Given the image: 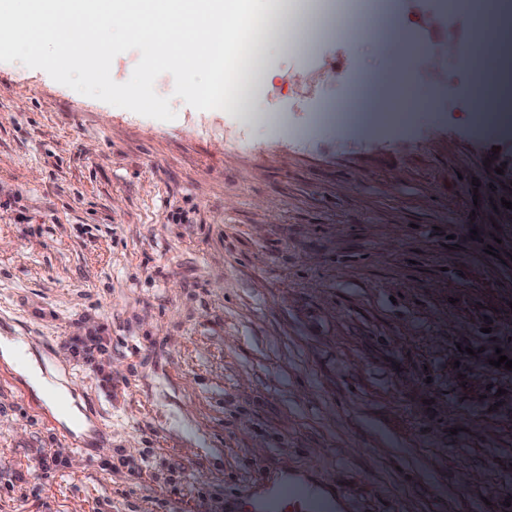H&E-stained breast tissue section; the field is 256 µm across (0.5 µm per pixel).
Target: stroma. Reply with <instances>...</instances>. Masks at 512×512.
I'll list each match as a JSON object with an SVG mask.
<instances>
[{
	"label": "stroma",
	"instance_id": "35a3bbf8",
	"mask_svg": "<svg viewBox=\"0 0 512 512\" xmlns=\"http://www.w3.org/2000/svg\"><path fill=\"white\" fill-rule=\"evenodd\" d=\"M394 2L384 42L266 41L223 111L159 76L171 122L0 63V336L87 420L0 383V512H236L286 467L337 512H512V132L464 67L498 26ZM397 73L415 115L381 131ZM89 333L111 391L61 345ZM71 465V457L63 456L62 452L54 451L45 453L39 461V477L42 479L54 478L57 474L63 472L67 468H70Z\"/></svg>",
	"mask_w": 512,
	"mask_h": 512
}]
</instances>
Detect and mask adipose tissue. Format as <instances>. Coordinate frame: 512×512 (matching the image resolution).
I'll list each match as a JSON object with an SVG mask.
<instances>
[{
    "instance_id": "adipose-tissue-1",
    "label": "adipose tissue",
    "mask_w": 512,
    "mask_h": 512,
    "mask_svg": "<svg viewBox=\"0 0 512 512\" xmlns=\"http://www.w3.org/2000/svg\"><path fill=\"white\" fill-rule=\"evenodd\" d=\"M22 13L39 17V25L21 26L17 17ZM253 14L252 0H0V36L30 50L54 42L84 62L102 57L105 23L112 20L146 42V68L175 64L195 70L218 60L227 16L243 27ZM0 360L15 366L50 407L61 409L69 425H80L81 414L67 388L43 376L26 346L0 340Z\"/></svg>"
}]
</instances>
